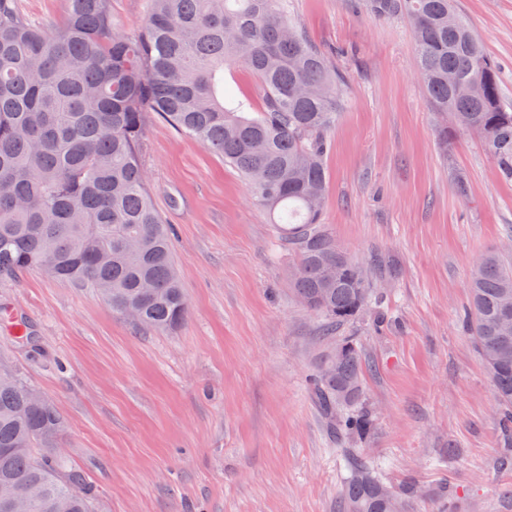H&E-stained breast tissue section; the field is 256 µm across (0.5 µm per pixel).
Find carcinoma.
<instances>
[{
  "label": "carcinoma",
  "mask_w": 512,
  "mask_h": 512,
  "mask_svg": "<svg viewBox=\"0 0 512 512\" xmlns=\"http://www.w3.org/2000/svg\"><path fill=\"white\" fill-rule=\"evenodd\" d=\"M54 32L29 22L18 0H0V276L43 270L98 293L157 333L180 326L188 305L172 232L148 195L141 151L154 116L224 158L251 185L256 205L279 225L296 262L290 287L325 321L349 322L371 303L373 277L326 231L329 131L343 109L344 76L288 15V0H152L133 35L112 23L109 0H63ZM414 33L417 74L448 128L478 135L512 180V106L499 67L453 0H362ZM242 67L261 100L224 96V69ZM337 277L330 278V269ZM462 321L501 405L512 407V337L499 330L512 258L497 251L473 265ZM346 350L322 370L315 396L336 432L362 440L371 419L354 409L363 364ZM0 371V493L37 490L29 512H95L80 471L56 450L62 418L6 358ZM383 485L350 472L342 512H385Z\"/></svg>",
  "instance_id": "obj_1"
}]
</instances>
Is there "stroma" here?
<instances>
[{
    "mask_svg": "<svg viewBox=\"0 0 512 512\" xmlns=\"http://www.w3.org/2000/svg\"><path fill=\"white\" fill-rule=\"evenodd\" d=\"M288 4L345 77L323 216L354 260L385 256L380 307L323 335L242 175L152 118L142 162L174 228L185 323L144 331L89 289L22 272L0 277V354L63 416L59 445L97 512H337L359 465L396 494L416 482L406 512H512V436L459 321L474 262L512 251V182L478 136L440 142L407 22L353 0ZM456 4L512 104V0ZM344 339L365 364L374 432L362 445L337 437L309 387Z\"/></svg>",
    "mask_w": 512,
    "mask_h": 512,
    "instance_id": "stroma-1",
    "label": "stroma"
}]
</instances>
